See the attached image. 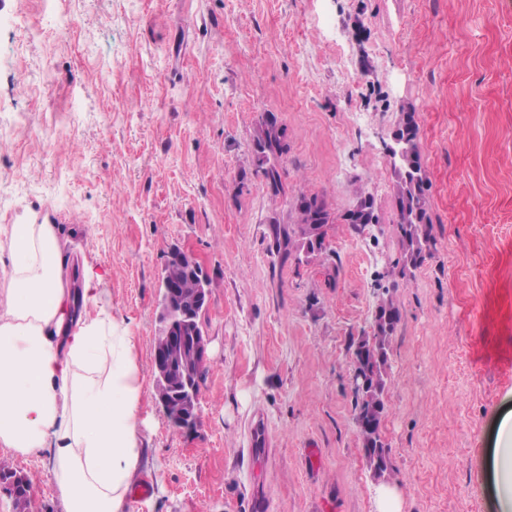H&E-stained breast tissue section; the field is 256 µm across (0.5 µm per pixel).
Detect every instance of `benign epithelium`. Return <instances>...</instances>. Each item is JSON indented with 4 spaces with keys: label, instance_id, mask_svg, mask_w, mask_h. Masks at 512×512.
<instances>
[{
    "label": "benign epithelium",
    "instance_id": "benign-epithelium-1",
    "mask_svg": "<svg viewBox=\"0 0 512 512\" xmlns=\"http://www.w3.org/2000/svg\"><path fill=\"white\" fill-rule=\"evenodd\" d=\"M185 254L177 255L176 264L162 282L163 303L159 313L160 327L154 338L152 368L154 378L167 382L176 376L181 382V391L173 399L160 400L171 423L186 426L194 423L198 416L200 376L199 365L207 363L206 334L199 333L196 325L197 311L206 310L207 290L195 297V303L187 308L177 304L182 295L183 266ZM187 258V257H185ZM192 270L201 274L198 262L187 258Z\"/></svg>",
    "mask_w": 512,
    "mask_h": 512
}]
</instances>
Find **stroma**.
Returning <instances> with one entry per match:
<instances>
[{
	"instance_id": "stroma-1",
	"label": "stroma",
	"mask_w": 512,
	"mask_h": 512,
	"mask_svg": "<svg viewBox=\"0 0 512 512\" xmlns=\"http://www.w3.org/2000/svg\"><path fill=\"white\" fill-rule=\"evenodd\" d=\"M417 109L434 244L401 259L384 145ZM286 127L284 192L252 164ZM361 120L350 125V113ZM338 219L331 253L280 260L300 193ZM372 194L378 224L343 216ZM48 212L106 273L136 344L146 497L128 512H258L249 429L270 435L265 512H495L489 463L512 411V0H0V228ZM208 280L198 418L155 397L158 291L172 251ZM392 292L384 477L365 463L353 349ZM39 512H62L37 456ZM286 129L277 116L268 113L255 131L253 151L257 171L264 178L268 193L277 197L283 192L279 159L287 151Z\"/></svg>"
}]
</instances>
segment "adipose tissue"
Returning a JSON list of instances; mask_svg holds the SVG:
<instances>
[{
  "label": "adipose tissue",
  "instance_id": "adipose-tissue-1",
  "mask_svg": "<svg viewBox=\"0 0 512 512\" xmlns=\"http://www.w3.org/2000/svg\"><path fill=\"white\" fill-rule=\"evenodd\" d=\"M0 266V446L43 458L63 512H127L146 454L136 345L102 274H72L57 225H10ZM498 512H512V415L499 423Z\"/></svg>",
  "mask_w": 512,
  "mask_h": 512
}]
</instances>
